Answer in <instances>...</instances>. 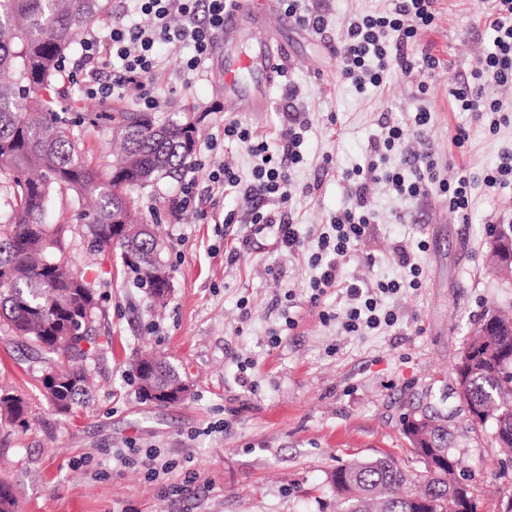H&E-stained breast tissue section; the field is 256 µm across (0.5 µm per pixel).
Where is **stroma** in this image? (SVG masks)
<instances>
[{
  "mask_svg": "<svg viewBox=\"0 0 512 512\" xmlns=\"http://www.w3.org/2000/svg\"><path fill=\"white\" fill-rule=\"evenodd\" d=\"M310 5L323 15L324 30L297 24L282 0H254L286 47L282 74L269 86L261 69L241 70L232 99L224 95V55L249 53V45L213 47L198 74L179 65L191 47H161L165 63L154 92L168 116L191 118L200 137L180 180L133 197L144 220L157 226L173 289L163 308L150 309L145 289L120 262L92 264L78 246L76 261L94 280L103 314L91 397L74 418L45 400L41 365L22 340L0 334V384L28 403L26 424L0 425V479L12 488L15 512H338L328 483L336 465L389 453L410 472L421 470L403 429L424 409L447 418L469 483L484 512H494L502 452L491 431L468 429L455 362L486 310L512 311V288L502 287L487 263L490 225L512 219V188L483 181L501 149L512 146V87L486 88L506 108L494 130L460 111L451 91L470 81L492 48L495 2L435 0V21L420 44L441 67L405 74L394 65L380 86L362 92L343 77L336 47L354 19L384 11L387 0ZM77 60L70 55L55 93L88 112L96 102L84 93ZM422 109L431 114L426 141L441 177L460 169L472 177L471 221L460 223L437 193L402 200L385 184L371 185L375 224L345 277L371 287L401 277L394 249L403 245L416 252L422 285L389 298L396 325L349 333L335 318L345 298L311 303L307 260L280 248L272 234L251 235L241 201L209 191L208 169L226 163L246 177L255 164L244 145L225 141L229 120L273 145L291 115L302 114L304 160L292 171L282 211L301 232H315L352 204L341 174L364 163L387 126H401L404 150L416 149L414 116ZM462 127L469 139L459 147ZM190 178L204 197L199 211L178 205ZM231 210L237 224L228 237L223 220ZM245 235L250 245L227 264L225 250ZM276 331L282 342L273 348ZM147 352L189 385L185 401L141 399L136 368ZM130 447L157 452L172 462L171 472L155 479L138 464H121Z\"/></svg>",
  "mask_w": 512,
  "mask_h": 512,
  "instance_id": "stroma-1",
  "label": "stroma"
}]
</instances>
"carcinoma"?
I'll use <instances>...</instances> for the list:
<instances>
[{
  "instance_id": "obj_1",
  "label": "carcinoma",
  "mask_w": 512,
  "mask_h": 512,
  "mask_svg": "<svg viewBox=\"0 0 512 512\" xmlns=\"http://www.w3.org/2000/svg\"><path fill=\"white\" fill-rule=\"evenodd\" d=\"M109 0H0V331L31 344L44 365L46 399L70 417L84 407L88 363L102 314L94 283L74 260L77 246L104 257L119 252L123 268L143 286L164 264L160 241L135 215L131 193L179 177L195 152V125L160 112L108 102L98 112L57 109L51 95L78 36L108 13ZM121 139L113 161L97 163L80 143L89 129ZM95 197L79 223L64 222V206ZM470 354L459 353L456 378L464 399L480 409L473 428L491 429L512 448V317L489 310L474 331ZM138 377L166 388L178 373L146 356ZM23 398L0 388V420L25 422ZM427 420L423 436L435 466L413 476L390 455L353 458L329 482L345 512H479L471 489H458L448 424Z\"/></svg>"
}]
</instances>
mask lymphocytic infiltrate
<instances>
[{"label":"lymphocytic infiltrate","mask_w":512,"mask_h":512,"mask_svg":"<svg viewBox=\"0 0 512 512\" xmlns=\"http://www.w3.org/2000/svg\"><path fill=\"white\" fill-rule=\"evenodd\" d=\"M139 9L150 23L141 26L116 22L112 26L107 47H100L95 39L83 41V60L90 64L88 94L102 99L136 92L140 106L156 110L159 99L154 96L151 82L161 67L155 47L157 43L187 44L192 46L190 57L181 59L183 70H200L210 54L215 32L224 25V8L228 0H138ZM433 0H390L387 11L367 15L354 21L346 38L336 48L345 79L356 89L365 85H379L391 64H398L402 72H411L415 65L434 70L440 67L438 58L428 52L408 56L406 47L417 45L421 31L435 19ZM181 17V25H173V17ZM494 49L472 74L470 83L457 88L453 98L463 112L487 118L491 126H498L497 115L502 110L499 100L485 93L486 84H512V0H496L495 17L491 22ZM107 51L115 58L112 77L101 80L96 68L98 54ZM224 137L246 145L257 163L250 177H242L232 168L222 167L209 175L212 190L232 193L250 208L252 233L271 232L281 247L291 253H308V263L314 276L310 281L312 300H320L327 291H344L348 306L341 316L346 331L356 333L363 329L393 326L397 317L384 307V297L397 294L401 288L421 286L422 268L414 254L406 247L396 251L398 264L406 272L404 280L377 282L375 288H365L347 280L344 267L355 257L362 242L371 235L375 214L368 205L366 183L376 178L385 182L392 192L403 199H411L428 190H436L448 198V208L467 219L470 210L469 188L471 176L459 171L455 180L439 177L437 163L431 153L417 151L399 165L386 166L389 152L401 148L403 130L389 128L383 140L373 142L363 165L353 168L347 177L353 183L354 207L336 212L317 237L316 250H309L305 237L296 225L286 223L282 212L267 210L264 200L287 202L291 168L303 160V123L292 117L281 130V153L271 151L267 141L254 137L240 122L232 120L224 126Z\"/></svg>","instance_id":"lymphocytic-infiltrate-1"}]
</instances>
